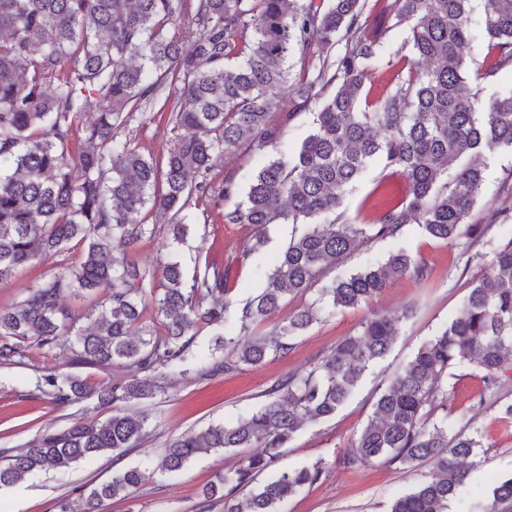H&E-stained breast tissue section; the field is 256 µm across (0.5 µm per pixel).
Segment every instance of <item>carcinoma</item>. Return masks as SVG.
Returning a JSON list of instances; mask_svg holds the SVG:
<instances>
[{
	"instance_id": "1",
	"label": "carcinoma",
	"mask_w": 512,
	"mask_h": 512,
	"mask_svg": "<svg viewBox=\"0 0 512 512\" xmlns=\"http://www.w3.org/2000/svg\"><path fill=\"white\" fill-rule=\"evenodd\" d=\"M471 2L0 0V281L73 241L82 245L77 265L0 307V366L24 364L31 346L67 366L121 365L130 374L126 382L96 389L56 369L37 376L35 389L58 405L92 397L100 407L130 403L172 376L231 373L283 355L323 309L366 303L396 277H428L425 265L398 250L318 289L311 304L253 335L365 240L395 238L418 224L469 254L487 232L468 223L484 183V154L512 152V89L484 102L467 89L472 74L487 79L512 67V0H484L478 25ZM379 15L409 23L413 58L398 66L381 59ZM484 40L495 56L490 67L471 54ZM294 58L302 68L291 82ZM382 65L395 70L392 89L363 99L365 80ZM288 83L295 108L320 103L310 134L291 157L280 154L257 171L246 191L231 178L219 189L235 200L220 213L224 223L254 229L245 256L267 242L269 225H292L264 289L233 309L224 271L207 266L189 277L176 261L143 266L138 244L157 227L142 213L164 222L170 243H181L193 194L211 191L215 156L277 147L282 121L274 92ZM329 87L333 93L321 99ZM175 90L165 152L145 155L117 139L134 113L152 111ZM462 158L451 184L437 185ZM375 163L401 175L404 185L373 223L362 224L341 207ZM68 295L89 299V309L69 307ZM149 304L162 318L161 334L142 319ZM407 317H372L311 370L270 387L257 410L171 440L157 469L174 474L202 454L255 448L217 476L207 497L221 494L224 512H281L289 497L321 480L326 462L261 475L304 425L336 414L389 353ZM229 322L237 334L224 333ZM201 323L214 327L206 352L193 349ZM452 367L482 371L477 406L497 405L499 419L512 422V403L498 400L503 377L512 373V239L496 250L460 314L381 389L344 458L350 470L376 462L410 472L433 465L431 479L397 498L389 512H453L450 504L478 465V435L448 432L454 409L444 377ZM438 408L440 424L432 425L427 415ZM146 422L129 412L103 422L77 419L23 448L0 451V487L134 448ZM145 480L146 469L134 466L92 485L81 494L80 512L127 499ZM483 512H512V477L492 490Z\"/></svg>"
}]
</instances>
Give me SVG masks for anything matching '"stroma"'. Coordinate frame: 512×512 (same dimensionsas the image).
I'll use <instances>...</instances> for the list:
<instances>
[{
	"label": "stroma",
	"mask_w": 512,
	"mask_h": 512,
	"mask_svg": "<svg viewBox=\"0 0 512 512\" xmlns=\"http://www.w3.org/2000/svg\"><path fill=\"white\" fill-rule=\"evenodd\" d=\"M170 136L167 113L157 111L134 114L120 133L121 139L132 146L154 153L162 151ZM272 155V150L267 149L220 157L210 176L217 185L230 177L240 187H247ZM483 164L484 185L469 221L489 225L490 231L477 255L462 256L460 246L432 238L416 224L406 225L397 238L364 242L329 271V278L383 261L389 253L402 249L426 265L427 280L419 282L405 276L369 304L321 315L296 338L292 350L269 357L260 366H247L233 374L220 372L200 377L190 373L174 379L164 392L130 405V412L148 419V435L139 447L120 454L111 452L91 463L28 477L0 488V512H59L58 503L64 499L78 501L81 489L110 480L144 458H159L170 440L212 424L235 421L245 409L261 405L266 391L278 380L291 372L310 370L338 340L357 334L373 315H391L411 305L416 312L404 322L386 358L361 378L353 395L333 417L299 430L277 463L281 470L321 458L327 463L323 478L288 498L281 506L282 512H388L392 501L409 492L420 477L431 476V467L407 473L396 465L376 463L352 471L344 467L342 458L370 418L378 388L458 316L475 278L489 267L495 249L512 239V217H492L489 209L493 202L501 206L512 204V199L502 192L504 185L512 183V154L500 150L486 153ZM402 184L400 176L389 175L380 166H370L345 197L346 215L372 222L385 200L384 188ZM227 206V201L213 196L192 198L189 210L194 222L185 241L173 247L157 237L144 238L138 248L141 264L152 269L174 260L188 274L204 264L229 269V298L235 303L261 291L266 272L288 239V228L270 225L265 246L243 255L242 244L253 230L246 224L224 223L219 213ZM80 254V246L72 244L60 253L19 268L10 279L0 282V307L13 304L29 287L77 264ZM60 364V359L33 348L26 366H0V448L24 447L46 429L77 419L103 421L112 415V408L99 407L92 399L64 407L33 391L31 379ZM447 382L457 426L473 425L481 435L480 463L471 471L464 493L468 503L479 507L490 500L497 480L512 477V423L498 420L494 410L478 408L483 387L479 370H449ZM235 461L233 453L217 451L198 457L178 474H153L132 498L105 502L102 512H223V504L205 499L203 491Z\"/></svg>",
	"instance_id": "stroma-1"
}]
</instances>
